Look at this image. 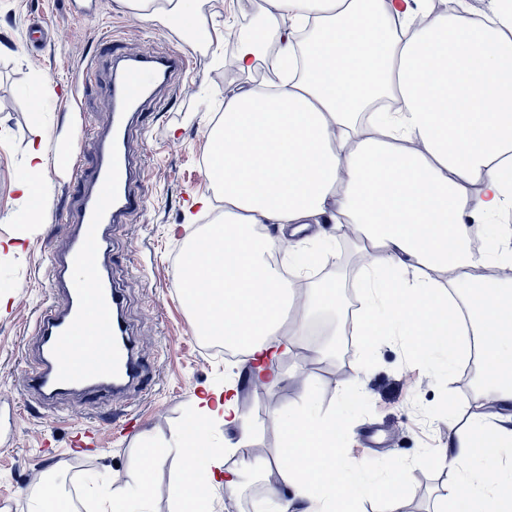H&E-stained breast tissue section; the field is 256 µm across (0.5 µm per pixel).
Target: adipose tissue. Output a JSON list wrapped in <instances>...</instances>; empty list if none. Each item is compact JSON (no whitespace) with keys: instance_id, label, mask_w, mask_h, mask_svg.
I'll return each instance as SVG.
<instances>
[{"instance_id":"obj_1","label":"adipose tissue","mask_w":512,"mask_h":512,"mask_svg":"<svg viewBox=\"0 0 512 512\" xmlns=\"http://www.w3.org/2000/svg\"><path fill=\"white\" fill-rule=\"evenodd\" d=\"M158 24L203 21L194 0H123ZM265 0L262 20L242 39L237 61L248 70L276 40L275 80L232 92L209 131L207 177L224 195V218L210 225L209 249H190L181 286L196 306L203 335L246 343L257 374L280 377L263 362L279 343L301 335L318 310L336 306V292L312 283L302 314L284 326L286 281L271 260L287 249L297 272H312L317 248L265 234L325 217L355 225L372 250L365 301L359 308L367 347L403 339L411 352L453 355L449 294L475 304L470 333L484 337L481 368L496 410L448 424V468L454 479L437 512H504L512 489V277L475 278L479 267H502L512 256L492 246L476 253L461 232L512 207V0ZM448 276L440 289L435 274ZM249 434L237 395L198 399L188 427L173 441L197 474L176 483V512H205L221 487L239 476L224 470L209 445L213 420ZM284 433L274 465L280 486L273 512H349L343 493H390L408 471L366 480L364 464L343 454L335 412L308 401L278 417ZM491 468L475 467V458ZM144 453L137 486L97 495L98 512H149V474L159 465Z\"/></svg>"}]
</instances>
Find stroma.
<instances>
[{
  "mask_svg": "<svg viewBox=\"0 0 512 512\" xmlns=\"http://www.w3.org/2000/svg\"><path fill=\"white\" fill-rule=\"evenodd\" d=\"M206 26L186 30L161 26L128 11L122 0H101L99 11L80 14L73 0H0V244L17 240L20 250L0 261V498L11 512H27L42 477L52 478L77 506L91 512L87 486L117 493L140 480L139 456L146 445L167 449L151 479L152 512H172L175 478L191 480L192 470L168 446L184 427L197 398L207 389L233 384L239 406L253 428L247 449H237V430L214 424L211 435L221 448L225 468L243 473L237 494H212L213 512H266L276 472L262 467L283 445L272 422L315 396L321 410L337 407L338 390L355 389L344 414L350 431V456L364 459L377 478L408 466L410 482L400 492V512H435L448 492V420L466 419L483 399L476 382L478 367L445 364L432 356L413 358L399 341L380 340L365 347L354 319L346 331L353 342L347 356H329L320 343L330 313L320 314L296 349L280 355L282 381L265 386L248 376L241 358L228 359L199 335L196 317L179 288L189 245L224 212V198L205 176L208 119L217 118L225 96L268 77V61L251 71L235 61L242 34L262 18L264 0H197ZM39 22L51 40L34 49L26 39L30 22ZM221 44H214L215 31ZM134 52L179 53L190 67L157 102L151 129L140 147L147 161L141 190L144 208L112 235V277L122 288L125 315L154 380L150 386L106 405L65 399L42 406L19 384V369L31 353L37 312L47 297V256L64 248L67 230L62 210L75 201L68 178L56 166L59 152L73 148L72 126L78 113L96 128L110 122L107 74L90 88L81 85L84 60L103 37ZM72 88L82 104L74 112L63 88ZM40 143L43 167L38 180L44 204L37 223L21 226L24 206L18 183L28 168L33 143ZM205 198L209 208L197 199ZM309 233L326 239L320 270L341 285L343 305L359 309L365 271L358 238L340 236L335 225L313 224ZM309 350L323 368L306 371L301 350ZM136 419L132 434L103 428L105 417ZM97 426V449L73 452L76 429Z\"/></svg>",
  "mask_w": 512,
  "mask_h": 512,
  "instance_id": "stroma-1",
  "label": "stroma"
}]
</instances>
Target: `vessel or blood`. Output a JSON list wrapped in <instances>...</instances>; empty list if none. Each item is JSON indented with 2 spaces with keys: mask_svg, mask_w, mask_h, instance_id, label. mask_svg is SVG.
<instances>
[{
  "mask_svg": "<svg viewBox=\"0 0 512 512\" xmlns=\"http://www.w3.org/2000/svg\"><path fill=\"white\" fill-rule=\"evenodd\" d=\"M176 53H137L113 49L110 107L112 120L104 132L87 124L75 130L78 143L92 142L89 160L64 154L59 159L79 186L77 204L67 210L69 243L50 254L51 302L42 309L34 364L21 373L24 391L51 403L64 395L99 403L143 386L145 363L124 318V297L112 281L103 258L110 253L113 225L143 209L139 189L142 158L130 149L133 129L158 85L188 68ZM83 277L69 274L72 265Z\"/></svg>",
  "mask_w": 512,
  "mask_h": 512,
  "instance_id": "1",
  "label": "vessel or blood"
}]
</instances>
